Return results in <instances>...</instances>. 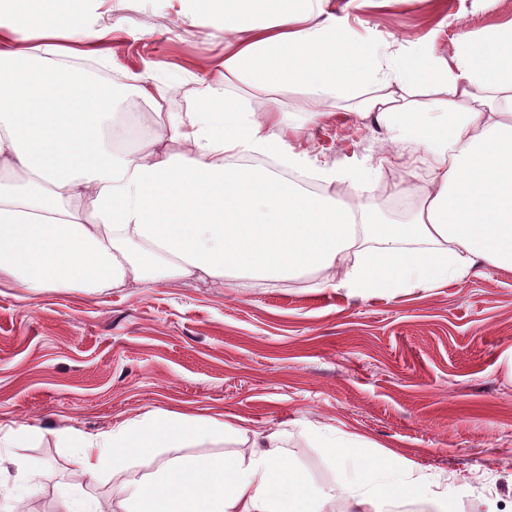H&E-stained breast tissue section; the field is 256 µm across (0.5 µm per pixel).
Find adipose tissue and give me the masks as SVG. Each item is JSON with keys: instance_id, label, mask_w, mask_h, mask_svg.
I'll list each match as a JSON object with an SVG mask.
<instances>
[{"instance_id": "1", "label": "adipose tissue", "mask_w": 512, "mask_h": 512, "mask_svg": "<svg viewBox=\"0 0 512 512\" xmlns=\"http://www.w3.org/2000/svg\"><path fill=\"white\" fill-rule=\"evenodd\" d=\"M184 11L220 19L224 53L188 111H167L137 75L150 117L137 151L115 147L120 92L54 56H101L74 21V0H0V278L32 294L94 292L155 276L211 288L243 279L316 277L348 299L437 288L489 265L512 271V24L450 58L403 49L384 61L353 41L324 0H181ZM271 93L294 87L326 101H356L359 118L383 128L390 148L419 152L425 187L407 224H382L352 207L379 186L377 167H311L289 144L318 112L295 119L269 97L255 111L236 83ZM297 172L326 186L308 191ZM338 469L316 485L278 454L284 432H248L208 418L151 410L91 437L57 431L76 478L108 476L126 512H385L395 496L448 512L413 465L364 454L363 441L313 430ZM249 437L242 457H179L145 473L131 458L157 448ZM352 447L349 456L340 455Z\"/></svg>"}]
</instances>
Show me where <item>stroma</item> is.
I'll return each instance as SVG.
<instances>
[{
  "label": "stroma",
  "instance_id": "stroma-1",
  "mask_svg": "<svg viewBox=\"0 0 512 512\" xmlns=\"http://www.w3.org/2000/svg\"><path fill=\"white\" fill-rule=\"evenodd\" d=\"M331 0L354 40L377 56L396 48L448 56L454 42L481 40L512 20V0ZM108 66L82 61L99 80L130 84L151 70L153 92L183 112L201 82L174 84L179 69L224 49L221 22L182 10L179 0H90ZM282 108L322 111L290 139L313 165L379 159L381 194L359 206L380 222L411 221L382 193L421 171L418 155L382 157L381 130L358 119L354 101H318L295 88ZM163 409L247 427L285 429L283 455L318 484L333 480L329 458L301 432L315 425L360 436L380 454L415 463L459 489L453 512H512V271L479 267L467 280L366 301L315 280L244 281L215 289L160 280L124 288L29 294L0 286V423L41 428L17 449L37 473L25 512H53L70 485L67 449L53 432L97 434ZM242 456L244 441L161 448L155 458Z\"/></svg>",
  "mask_w": 512,
  "mask_h": 512
}]
</instances>
